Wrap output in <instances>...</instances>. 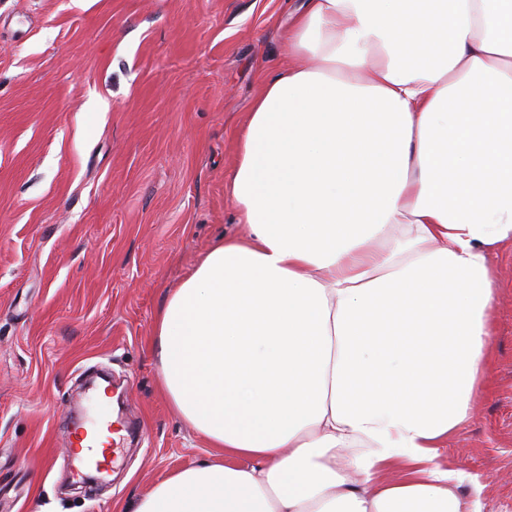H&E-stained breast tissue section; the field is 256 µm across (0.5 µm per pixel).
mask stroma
I'll return each mask as SVG.
<instances>
[{"instance_id":"stroma-1","label":"stroma","mask_w":512,"mask_h":512,"mask_svg":"<svg viewBox=\"0 0 512 512\" xmlns=\"http://www.w3.org/2000/svg\"><path fill=\"white\" fill-rule=\"evenodd\" d=\"M300 4L0 0V512H125L211 458L162 391L154 326L242 231L224 192L236 131L287 69ZM493 262L486 391L438 461L483 512H512V248ZM100 366L126 434L94 483L66 427Z\"/></svg>"}]
</instances>
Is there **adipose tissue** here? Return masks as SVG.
Here are the masks:
<instances>
[{
  "label": "adipose tissue",
  "instance_id": "adipose-tissue-1",
  "mask_svg": "<svg viewBox=\"0 0 512 512\" xmlns=\"http://www.w3.org/2000/svg\"><path fill=\"white\" fill-rule=\"evenodd\" d=\"M288 50L237 131L245 233L156 319L162 385L219 457L132 512H482L437 458L512 245V0H305ZM438 376L446 407L401 388Z\"/></svg>",
  "mask_w": 512,
  "mask_h": 512
}]
</instances>
